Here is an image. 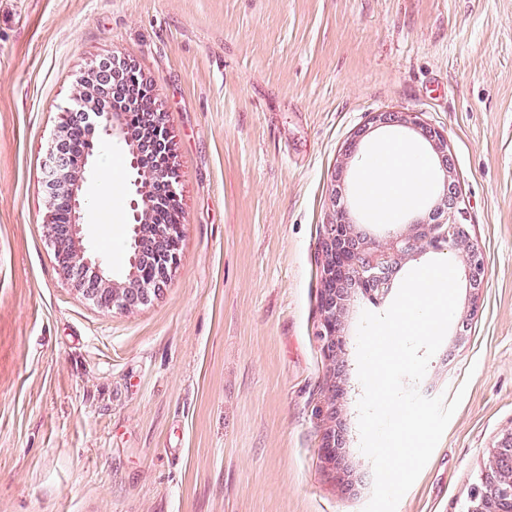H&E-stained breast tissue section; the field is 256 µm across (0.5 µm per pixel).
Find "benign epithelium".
Listing matches in <instances>:
<instances>
[{"instance_id": "benign-epithelium-1", "label": "benign epithelium", "mask_w": 512, "mask_h": 512, "mask_svg": "<svg viewBox=\"0 0 512 512\" xmlns=\"http://www.w3.org/2000/svg\"><path fill=\"white\" fill-rule=\"evenodd\" d=\"M91 73L98 86H112V97L126 96L131 83L139 85V95L130 102L134 109L148 108L151 119L148 135L165 150L164 168L155 169L141 162L142 147L133 143L128 132L126 113L122 111L95 112L90 126L101 140L124 145L129 153L130 167L134 171L135 197L130 202L134 224L131 228L129 279L120 282L110 275L99 258L89 253L82 244V211L86 199L81 194L80 176L64 180L68 165V128L61 130L58 142L51 152L45 178L52 195H63L71 208L72 220L68 224L48 225L49 237L54 245L60 269L75 280L78 290L88 299L105 308L132 311L148 303L168 281L180 261V242L183 233L181 224H152L150 216L159 205H170L179 200L178 179L171 163L169 133L158 109L155 86L138 75L132 68L112 64L94 66ZM134 81H129V77ZM90 106L88 91L81 88L74 97V104L66 117L77 119ZM377 124H398L407 128H418L424 139L447 165V143L443 135L424 126L416 116L408 113H379L372 117ZM448 211V223L425 224L420 233L404 241L402 249L418 250L426 246L439 247L467 245L466 265L470 286L481 287L485 281L487 267L483 251L469 242L467 225L460 222L457 214L463 212L459 195H451L444 201L437 214ZM352 221L345 210L337 213L334 222L325 225L322 239L323 290L321 311L323 314L320 336L330 358L341 350L339 339L341 312L344 298L339 294L337 283L348 278L364 292L375 291L386 284L389 265L375 264L362 251L349 245ZM465 512H512V429L502 433L490 451L478 480L468 489Z\"/></svg>"}]
</instances>
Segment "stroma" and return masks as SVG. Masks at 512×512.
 I'll list each match as a JSON object with an SVG mask.
<instances>
[{
	"instance_id": "1",
	"label": "stroma",
	"mask_w": 512,
	"mask_h": 512,
	"mask_svg": "<svg viewBox=\"0 0 512 512\" xmlns=\"http://www.w3.org/2000/svg\"><path fill=\"white\" fill-rule=\"evenodd\" d=\"M104 59L154 83L180 182V264L133 312L86 299L48 236L45 162ZM385 112L441 131L448 163L428 156L431 198L353 225L391 273L345 294L331 358L334 187L379 141L425 143L372 126ZM447 184L485 255L479 289L465 247L397 249ZM83 192V244L120 272L121 146L96 152ZM436 259L460 292L419 390L465 395L397 512H462L512 428V0H0V512H363L360 316Z\"/></svg>"
}]
</instances>
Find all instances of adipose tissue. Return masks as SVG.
<instances>
[{
	"instance_id": "ef3b65f1",
	"label": "adipose tissue",
	"mask_w": 512,
	"mask_h": 512,
	"mask_svg": "<svg viewBox=\"0 0 512 512\" xmlns=\"http://www.w3.org/2000/svg\"><path fill=\"white\" fill-rule=\"evenodd\" d=\"M359 181L365 203L384 215L419 202L429 186L424 160L410 145L393 141L375 146Z\"/></svg>"
}]
</instances>
